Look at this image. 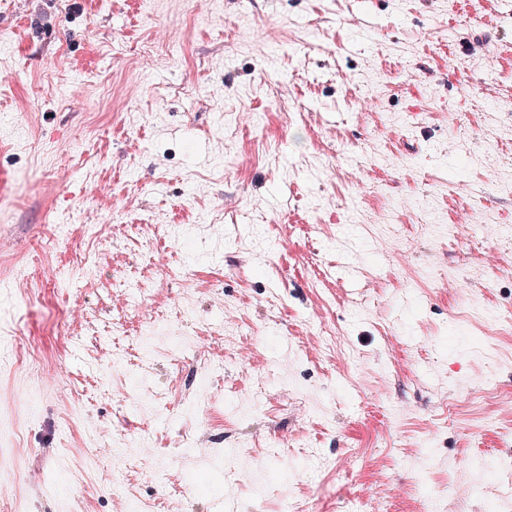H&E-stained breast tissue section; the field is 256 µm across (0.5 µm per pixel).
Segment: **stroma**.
<instances>
[{"instance_id": "1", "label": "stroma", "mask_w": 512, "mask_h": 512, "mask_svg": "<svg viewBox=\"0 0 512 512\" xmlns=\"http://www.w3.org/2000/svg\"><path fill=\"white\" fill-rule=\"evenodd\" d=\"M508 159L512 0H0V512H512Z\"/></svg>"}]
</instances>
